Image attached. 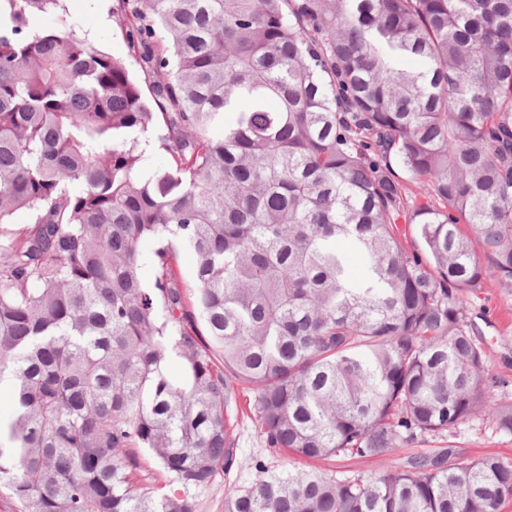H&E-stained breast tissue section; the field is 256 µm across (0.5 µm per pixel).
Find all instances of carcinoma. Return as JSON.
Listing matches in <instances>:
<instances>
[{
    "label": "carcinoma",
    "instance_id": "obj_1",
    "mask_svg": "<svg viewBox=\"0 0 512 512\" xmlns=\"http://www.w3.org/2000/svg\"><path fill=\"white\" fill-rule=\"evenodd\" d=\"M6 6L9 512H199L241 390L268 456L224 512H502L498 456L368 476L287 456L379 457L483 416L512 435L462 295L512 288V0H117L150 100L62 0ZM153 140L169 162L149 171ZM394 160L441 206L405 213Z\"/></svg>",
    "mask_w": 512,
    "mask_h": 512
}]
</instances>
